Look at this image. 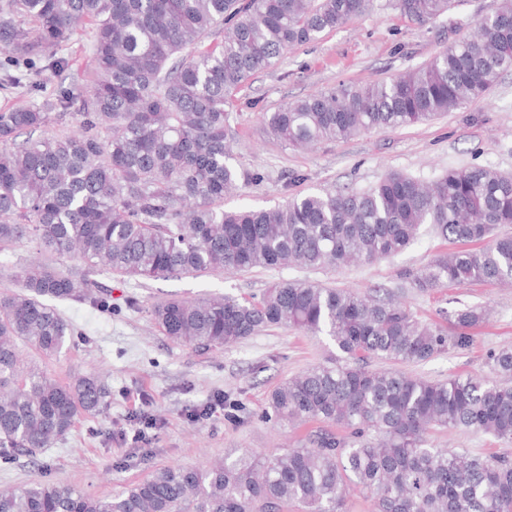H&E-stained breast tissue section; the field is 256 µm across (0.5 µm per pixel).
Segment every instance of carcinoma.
Wrapping results in <instances>:
<instances>
[{
    "label": "carcinoma",
    "instance_id": "1",
    "mask_svg": "<svg viewBox=\"0 0 512 512\" xmlns=\"http://www.w3.org/2000/svg\"><path fill=\"white\" fill-rule=\"evenodd\" d=\"M373 0H0V89L34 68L47 83L60 50L91 29V72L78 94L0 112V252L35 241L81 271L32 263L0 294V458L33 455L98 414L99 376L60 382L40 365L74 336L56 303L108 308L104 272L159 280L256 268H338L405 250L429 224L458 249L406 274L428 292L512 284V173L450 169L429 182L392 171L363 191L296 195L261 210H226L243 173L231 162L234 97L282 54L368 13ZM416 23L449 0H396ZM512 69V0L473 34L388 81L340 84L262 114L292 147L422 123L487 96ZM75 109L79 130L46 135ZM445 323L422 319L385 290L361 294L281 279L256 297L168 298L151 316L170 340L222 349L269 327L324 333L335 362L276 387L272 416L305 428L293 448L244 451L207 468L167 465L117 496L33 482L0 490V512H349L358 489L374 512H512V459L434 448L436 430L512 444V349L489 352L498 380L432 381L419 364L473 341L484 306L460 303ZM377 361L390 368H377Z\"/></svg>",
    "mask_w": 512,
    "mask_h": 512
}]
</instances>
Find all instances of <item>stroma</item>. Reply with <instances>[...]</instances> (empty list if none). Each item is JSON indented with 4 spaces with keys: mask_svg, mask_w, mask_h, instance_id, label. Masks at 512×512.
<instances>
[{
    "mask_svg": "<svg viewBox=\"0 0 512 512\" xmlns=\"http://www.w3.org/2000/svg\"><path fill=\"white\" fill-rule=\"evenodd\" d=\"M498 3L451 0L445 13L419 25L401 16L395 0H374L364 17L288 51L275 66L251 77L237 95V135L232 144V161L245 178L237 192L225 197V208H267L324 188L363 190L391 170L426 181L448 168L469 164L512 172V70L488 96L459 110L308 150L272 140L260 120L261 113L340 83L386 81L422 66L468 38L476 20ZM62 53L69 61L64 82L46 84L36 78L25 89L0 90V109L63 89L79 91L91 64L87 37L76 38ZM448 249L426 225L406 250L372 264L325 271L258 268L172 280L125 281L98 274V281L112 288L111 311L86 301L59 302L75 334L70 349L43 366L64 381L78 374H99L111 391L108 406L100 414L80 416L65 438L37 457L0 458V489L41 481L113 496L164 465L203 467L245 448L263 454L296 445L299 431L268 417V399L288 378L335 360L337 350L327 336L270 328L221 350H202L162 335L152 320L151 306L171 296H258L282 278L309 279L365 294L375 287H398L405 271L422 268ZM33 261L60 269L81 264L80 259L22 241L0 252V293L17 290L16 272ZM399 296L414 312L435 321L453 300L490 312L488 324L477 331L469 348L408 365L409 373L434 381L457 374L489 378V351L512 347L510 286L471 283L430 292L406 288ZM431 443L512 457V447L471 431L436 434Z\"/></svg>",
    "mask_w": 512,
    "mask_h": 512,
    "instance_id": "stroma-1",
    "label": "stroma"
}]
</instances>
